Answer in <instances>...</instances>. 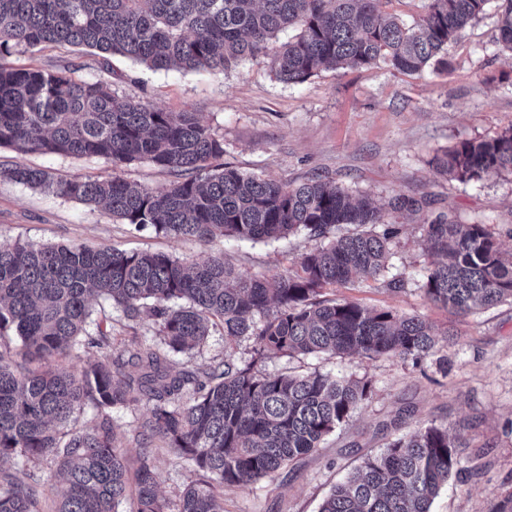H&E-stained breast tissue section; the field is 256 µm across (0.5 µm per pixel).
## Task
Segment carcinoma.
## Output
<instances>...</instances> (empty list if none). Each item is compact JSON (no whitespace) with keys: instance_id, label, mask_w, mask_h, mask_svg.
<instances>
[{"instance_id":"obj_1","label":"carcinoma","mask_w":512,"mask_h":512,"mask_svg":"<svg viewBox=\"0 0 512 512\" xmlns=\"http://www.w3.org/2000/svg\"><path fill=\"white\" fill-rule=\"evenodd\" d=\"M379 0H0V55L46 44L120 55L152 70L225 72L269 54L271 69L291 84L318 70L371 69L405 74L440 59L456 34L490 0H424L411 23L384 16ZM499 37L512 51V0H501ZM299 33L268 45L277 34ZM20 153L101 158L114 166L147 161L180 176L162 188L119 177L63 178L25 165L0 167V180L100 206L112 217L176 238L261 242L304 232L323 240L293 273L257 277L221 256L191 261L164 252L114 246L0 244V512H118L135 487L136 512H171L149 460L159 437L191 460L178 512H224V487L255 483L306 456L346 424L371 395L366 379L330 372L267 374L254 362L269 355L355 353L418 365L448 345L417 315L321 297L330 285L383 281L392 274L400 234L367 195L334 181L299 184L248 175L210 161L224 140L195 112H167L116 95L112 84L85 81L69 69L0 66V147ZM461 183L512 174V127L489 139H462L436 158ZM434 258L421 285L431 302L460 314L512 304V254L486 224L438 218L422 225ZM129 319L155 318L164 348L129 349L74 369L30 368L14 359L12 337L31 359L66 357L80 345L108 347L112 320L92 319L91 297ZM220 325L229 355L204 371H176L171 355L199 346ZM252 342L253 362L232 358ZM140 400L152 405L143 425L142 459L130 471L116 445L110 411ZM90 406L89 427H69ZM448 428L418 424L367 456L323 500L319 512H431L461 474ZM51 456L66 489L49 510L45 481L16 459Z\"/></svg>"}]
</instances>
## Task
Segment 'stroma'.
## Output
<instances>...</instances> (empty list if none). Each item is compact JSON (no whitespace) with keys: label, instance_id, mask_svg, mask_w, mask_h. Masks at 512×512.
Instances as JSON below:
<instances>
[{"label":"stroma","instance_id":"35a3bbf8","mask_svg":"<svg viewBox=\"0 0 512 512\" xmlns=\"http://www.w3.org/2000/svg\"><path fill=\"white\" fill-rule=\"evenodd\" d=\"M497 7L463 28L449 43L446 61L419 74L384 66L369 70L323 69L301 84L279 81L265 55L225 73L153 71L129 59L110 57L108 66L91 51L48 45L0 57L6 68H68L75 78L107 80L122 97L144 99L171 112H196L224 139L220 164L282 183L320 176L371 196L383 220L398 224L392 263L414 280L430 259L419 237L421 224L443 213L464 223L489 225L504 251L512 252V175H492L462 183L436 169L433 158L463 138H488L512 127V52L498 42ZM16 164L61 176L122 179L151 187L167 186L172 176L149 163L118 167L98 158L20 154L0 147V166ZM398 194L431 199L417 213L393 210ZM109 245L127 251L159 250L185 259L223 254L252 275L294 270L299 258L316 247L299 233L272 242H240L165 237L136 231L104 211L0 181V244ZM324 298L417 315L455 332L447 350L448 369L434 359L421 365L391 357L365 359L353 354L252 359V344L234 353L265 373L332 372L371 380L370 401L349 423L331 434L317 452L260 482L224 489V512H318L333 485L370 454L399 435L382 423L401 418L402 427L447 426L469 442L462 467H478L470 479L450 482L431 512H490L512 496V305L461 315L435 305L415 285L393 293L380 282L329 286ZM108 313L119 342L158 348L162 338L149 316L131 321L121 309ZM150 406L141 402L111 412L117 444L130 467H137L138 432ZM152 463L160 497L177 507L194 465L165 445Z\"/></svg>","mask_w":512,"mask_h":512}]
</instances>
